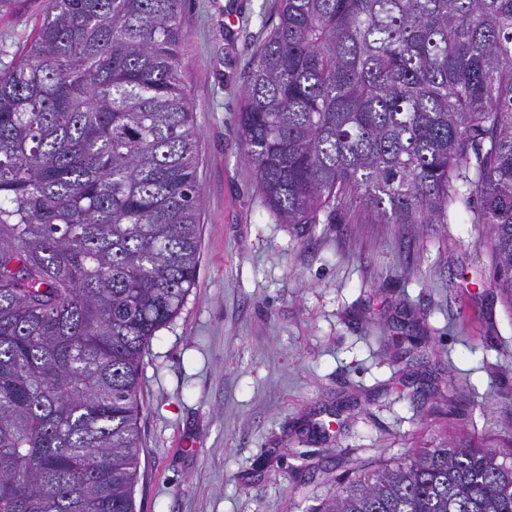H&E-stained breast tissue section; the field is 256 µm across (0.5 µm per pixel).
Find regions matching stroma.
Returning a JSON list of instances; mask_svg holds the SVG:
<instances>
[{
  "instance_id": "1",
  "label": "stroma",
  "mask_w": 512,
  "mask_h": 512,
  "mask_svg": "<svg viewBox=\"0 0 512 512\" xmlns=\"http://www.w3.org/2000/svg\"><path fill=\"white\" fill-rule=\"evenodd\" d=\"M47 3L0 13V70ZM277 9L183 2L201 249L141 362L136 512H313L410 449L512 450V306L486 227L463 209L445 224H281L258 193L237 113Z\"/></svg>"
}]
</instances>
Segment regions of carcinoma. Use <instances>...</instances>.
<instances>
[{"label": "carcinoma", "instance_id": "carcinoma-1", "mask_svg": "<svg viewBox=\"0 0 512 512\" xmlns=\"http://www.w3.org/2000/svg\"><path fill=\"white\" fill-rule=\"evenodd\" d=\"M183 0H48L0 71V512H134L146 347L200 253ZM281 224L488 228L512 304V0H280L237 116ZM316 512H512V453L417 448Z\"/></svg>", "mask_w": 512, "mask_h": 512}]
</instances>
